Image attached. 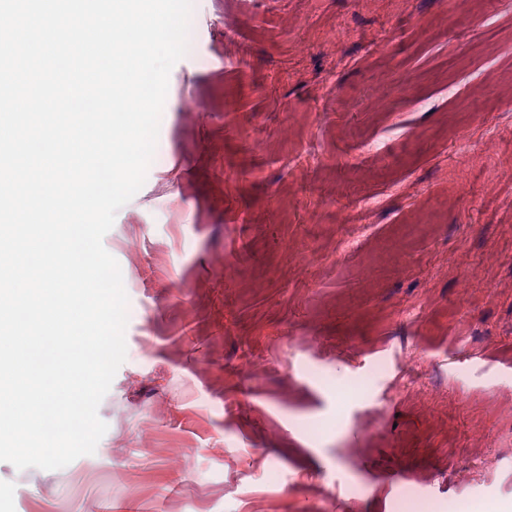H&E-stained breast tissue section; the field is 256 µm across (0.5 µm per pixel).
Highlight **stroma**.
Returning a JSON list of instances; mask_svg holds the SVG:
<instances>
[{
  "label": "stroma",
  "instance_id": "stroma-1",
  "mask_svg": "<svg viewBox=\"0 0 512 512\" xmlns=\"http://www.w3.org/2000/svg\"><path fill=\"white\" fill-rule=\"evenodd\" d=\"M192 15L103 238L130 311L108 429L0 462V512L511 503L512 0Z\"/></svg>",
  "mask_w": 512,
  "mask_h": 512
}]
</instances>
